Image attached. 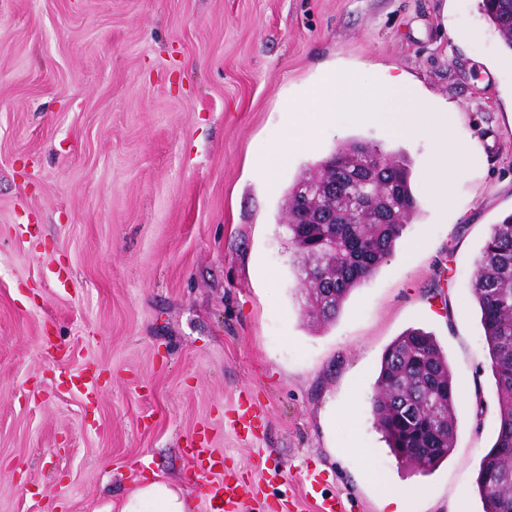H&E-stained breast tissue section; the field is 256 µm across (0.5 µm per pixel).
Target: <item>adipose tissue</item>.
I'll list each match as a JSON object with an SVG mask.
<instances>
[{
    "instance_id": "adipose-tissue-1",
    "label": "adipose tissue",
    "mask_w": 512,
    "mask_h": 512,
    "mask_svg": "<svg viewBox=\"0 0 512 512\" xmlns=\"http://www.w3.org/2000/svg\"><path fill=\"white\" fill-rule=\"evenodd\" d=\"M190 499L157 473L141 477L137 486L103 512H189Z\"/></svg>"
}]
</instances>
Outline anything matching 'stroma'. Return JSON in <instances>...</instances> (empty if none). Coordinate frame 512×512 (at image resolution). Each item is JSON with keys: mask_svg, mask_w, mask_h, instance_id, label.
Instances as JSON below:
<instances>
[{"mask_svg": "<svg viewBox=\"0 0 512 512\" xmlns=\"http://www.w3.org/2000/svg\"><path fill=\"white\" fill-rule=\"evenodd\" d=\"M478 3L0 0V512H99L151 471L209 512L192 441L257 489L244 512H316L322 495L382 512L366 468L412 490L408 512H482L498 419L470 283L512 214V51ZM335 67L404 75L453 109L475 148L447 210L425 183L431 141L363 121L333 118L273 184L255 171L287 104ZM350 139L402 151L418 210L316 323L286 192ZM411 328L461 385L455 449L429 474L371 413L381 356ZM87 369L95 397L60 384ZM242 402L262 418L250 434Z\"/></svg>", "mask_w": 512, "mask_h": 512, "instance_id": "35a3bbf8", "label": "stroma"}]
</instances>
